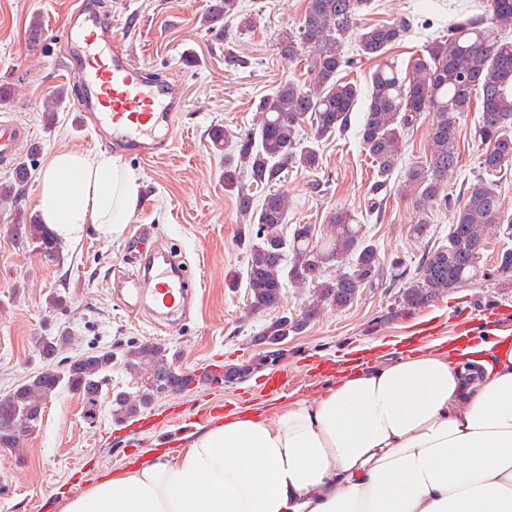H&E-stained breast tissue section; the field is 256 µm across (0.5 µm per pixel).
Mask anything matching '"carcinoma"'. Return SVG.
I'll return each mask as SVG.
<instances>
[{"instance_id":"obj_1","label":"carcinoma","mask_w":512,"mask_h":512,"mask_svg":"<svg viewBox=\"0 0 512 512\" xmlns=\"http://www.w3.org/2000/svg\"><path fill=\"white\" fill-rule=\"evenodd\" d=\"M367 0H307L301 25L285 29L277 39L280 57L293 62L309 54V84L285 82L262 97L257 106L254 132L237 145V152L224 156V187L237 190L238 210L245 226L246 292L255 311L276 307L284 282L313 284L316 291L301 315H283L265 326L257 342L275 343L300 333L326 307L345 309L363 288L380 281L383 269L377 247L365 237L363 225L349 210H338L331 219L334 237L327 247H318L315 229L297 224L290 238L281 232L288 213L287 196L275 188L290 168L316 170L320 165L315 143L344 132L351 126L358 104L364 112L358 136L366 154L377 164L378 180L372 186L371 207L379 210L388 180L402 155L403 140L419 122L431 119L429 163L408 169L402 192L414 197L422 214L448 201L445 178L459 163V120L479 105L480 119L474 140L481 147L480 168L492 176L512 162V39L503 36L512 26V0H491V17L460 14L448 26L446 40L435 38L417 58L411 72L404 73L390 49L410 29V21L363 28L358 12ZM241 19L249 26L252 18L242 13L240 0H210L202 22L210 30L224 32V23ZM356 45L358 56L375 61L370 81L362 88L341 73L355 64L345 55V45ZM310 125L313 141L300 142L302 125ZM248 172L251 183L264 189L260 203L239 184ZM29 170L22 161L11 182L0 186V200L15 203L27 182ZM23 225L25 240L35 245L46 260H60L61 245L45 225L34 218L16 217ZM512 226V218L501 210L499 195L491 181L480 177L466 193L448 233V243L430 252L420 264L418 277H410L402 262L393 265L392 277L403 281L398 305L402 310L420 307L462 283L484 275L483 256L490 231ZM286 244L279 252L278 244ZM336 259L348 261V270L326 279L315 263L326 265ZM71 337L42 336L37 345L46 368L17 385L0 399V448L17 449L21 444L17 414L38 430L45 405L66 388L82 397L86 416L93 417L98 394L112 366V352L86 353L67 364L56 358ZM125 366L140 380L138 391L114 394L112 418L122 422L147 408L167 392L179 391L196 381V375L179 372L161 345H130L123 350ZM283 356L262 350L255 360L224 367V382L243 380L269 361Z\"/></svg>"}]
</instances>
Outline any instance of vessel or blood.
I'll list each match as a JSON object with an SVG mask.
<instances>
[{"label": "vessel or blood", "instance_id": "b4317fda", "mask_svg": "<svg viewBox=\"0 0 512 512\" xmlns=\"http://www.w3.org/2000/svg\"><path fill=\"white\" fill-rule=\"evenodd\" d=\"M61 42L78 59L67 64V77L80 88L76 100L80 123H91L103 146L143 159L170 152V129L185 106L182 84L149 72L113 42L111 27L102 25L95 0H82L61 22ZM29 137L26 127L0 123V158L14 159ZM122 303L133 314L151 309L152 318L167 321L186 312L194 300L189 276L176 265L159 266L126 278Z\"/></svg>", "mask_w": 512, "mask_h": 512}]
</instances>
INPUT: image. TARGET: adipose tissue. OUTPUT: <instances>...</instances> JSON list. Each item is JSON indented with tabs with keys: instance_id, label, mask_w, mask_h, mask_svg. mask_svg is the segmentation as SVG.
<instances>
[{
	"instance_id": "1",
	"label": "adipose tissue",
	"mask_w": 512,
	"mask_h": 512,
	"mask_svg": "<svg viewBox=\"0 0 512 512\" xmlns=\"http://www.w3.org/2000/svg\"><path fill=\"white\" fill-rule=\"evenodd\" d=\"M117 159L51 153L36 209L55 238L125 236L140 202ZM68 512H512V336L457 338L353 371L276 422L227 416L70 501Z\"/></svg>"
}]
</instances>
